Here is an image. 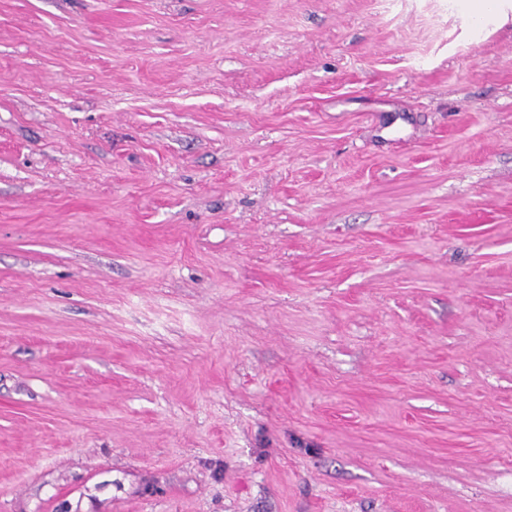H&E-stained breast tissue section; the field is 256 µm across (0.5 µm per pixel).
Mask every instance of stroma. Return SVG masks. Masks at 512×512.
I'll return each instance as SVG.
<instances>
[{
	"mask_svg": "<svg viewBox=\"0 0 512 512\" xmlns=\"http://www.w3.org/2000/svg\"><path fill=\"white\" fill-rule=\"evenodd\" d=\"M0 512H512V18L0 0Z\"/></svg>",
	"mask_w": 512,
	"mask_h": 512,
	"instance_id": "obj_1",
	"label": "stroma"
}]
</instances>
